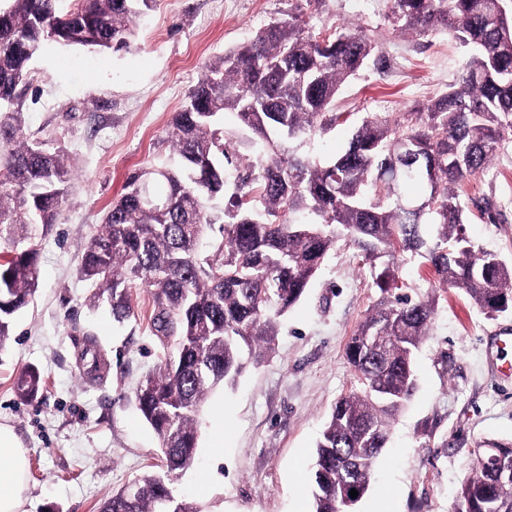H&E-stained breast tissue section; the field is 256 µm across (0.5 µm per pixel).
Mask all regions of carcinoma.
Listing matches in <instances>:
<instances>
[{"instance_id": "obj_1", "label": "carcinoma", "mask_w": 512, "mask_h": 512, "mask_svg": "<svg viewBox=\"0 0 512 512\" xmlns=\"http://www.w3.org/2000/svg\"><path fill=\"white\" fill-rule=\"evenodd\" d=\"M4 0L0 4V344L39 285V234L69 202L71 165L58 148L23 133L31 60L49 41L114 53L135 45L156 0ZM294 0L246 43L208 64L167 131L169 162L128 174L82 255L89 302L106 297L113 320L135 317L131 292L151 294L149 328L173 355L136 391L168 473L192 467L199 416L210 395L233 386L272 351L280 317L296 305L336 244L361 251L386 293L345 346L358 387L339 399L316 445L312 512H346L349 491L367 492L391 420L415 389L414 356L435 311L432 299L390 294L399 253H423L440 284L489 313L512 310V266L475 253L461 186L485 173L512 142V0H388L395 30L443 33L467 49L462 80L421 112L365 120L344 151L319 159L304 144L336 124L339 87L375 56L363 31L316 32ZM231 113L236 125L226 127ZM415 151L404 152L403 143ZM165 185L147 202L141 187ZM424 200L426 209L416 208ZM437 232L427 245L421 226ZM87 374L104 358L85 340ZM40 374L14 384L35 398ZM100 512H200L161 475L137 477ZM457 512H512V478L480 468Z\"/></svg>"}]
</instances>
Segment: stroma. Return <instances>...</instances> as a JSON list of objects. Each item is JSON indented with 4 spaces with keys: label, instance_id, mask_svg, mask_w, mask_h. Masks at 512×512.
Segmentation results:
<instances>
[{
    "label": "stroma",
    "instance_id": "1",
    "mask_svg": "<svg viewBox=\"0 0 512 512\" xmlns=\"http://www.w3.org/2000/svg\"><path fill=\"white\" fill-rule=\"evenodd\" d=\"M287 11L288 0H157L129 52L49 42L31 62L26 135L62 148L77 177L59 224L41 241L35 298L0 343V423L13 427L28 459L25 512H99L142 473L165 472L135 403L139 382L166 359L148 328L151 295L135 289L134 319L116 325L108 303L90 307L92 287L78 267L127 174L167 159L165 132L205 65ZM387 11V0H322L313 18L361 24L376 43L375 61L336 95L343 119L310 145L320 158L343 151L369 115L413 111L458 80L463 47L444 34L394 31ZM462 191L490 199L497 215L491 222L469 208L475 248L512 265V144ZM395 277L412 296L434 297L435 314L416 355L417 388L354 512H455L476 445L512 443V376L498 371L512 363V346L494 342L512 336V313H483L462 291L442 287L417 256H405ZM375 278L354 247L337 245L282 318L265 360L216 392L223 413L203 414L197 463L174 478L177 493L201 512H310L317 440L335 402L357 385L345 345L383 298ZM87 333L107 363L100 380L80 361ZM27 367L40 372L43 389L25 403L13 379Z\"/></svg>",
    "mask_w": 512,
    "mask_h": 512
}]
</instances>
